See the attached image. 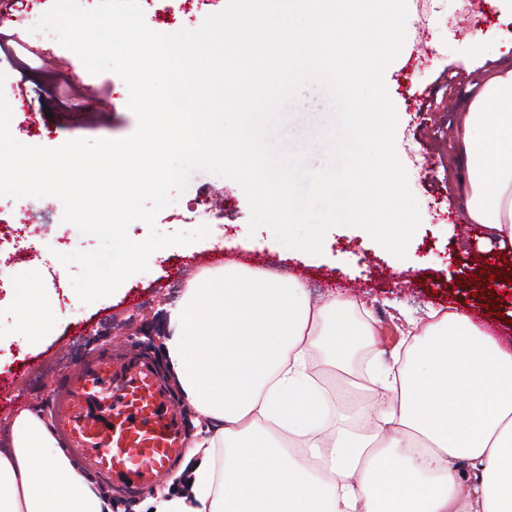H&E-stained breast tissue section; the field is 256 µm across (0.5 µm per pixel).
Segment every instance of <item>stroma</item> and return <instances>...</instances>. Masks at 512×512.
<instances>
[{
	"instance_id": "obj_1",
	"label": "stroma",
	"mask_w": 512,
	"mask_h": 512,
	"mask_svg": "<svg viewBox=\"0 0 512 512\" xmlns=\"http://www.w3.org/2000/svg\"><path fill=\"white\" fill-rule=\"evenodd\" d=\"M146 25L172 34L199 28L206 16L220 12L227 0H208L182 10L181 0H139ZM406 40L389 64L384 79L397 115L395 137L401 142L399 161L414 195L421 223L409 241L419 264L401 266L374 240L355 228L336 226L325 235L321 255L305 261L284 255L271 245L270 230L249 231L246 195L235 181L205 171L194 172L186 190L156 218L165 234H192L193 242L172 255L151 262L147 271L132 275L122 290L82 304L70 282V269L49 260L45 245L68 231L71 249L92 250L76 226L62 222L63 207L54 197L0 199V222L12 223L24 206H34L41 223V242L32 244L0 237V284L13 287L19 269L34 270L39 299L48 309L45 336L24 343L16 315H0V391L11 404L0 408V432L22 409H37L52 417L55 399L81 364L101 353L119 358H151L167 373L163 339L169 305L183 293L182 285L203 270L221 264H242L273 275L292 274L307 287L312 300L334 294L363 301L378 334L377 349L390 357L403 338L397 329L402 317L419 319L429 310L458 308L482 323H493L499 336L512 338V245L501 246L486 230L470 233L459 185L464 160L454 136L462 105L480 90L488 71L512 68V0H483L490 17L468 33H460L459 17L466 0H406ZM46 5L34 0H0V72L12 96L10 132L19 142L55 148L75 139H122L133 134L138 121L128 108V89L116 74H91L79 69L76 55L48 32L35 26ZM453 71L458 80L445 89L440 76ZM36 112L37 130L26 133L21 98ZM284 146L308 148V169H323L321 139L333 127L331 106L317 86L305 88L284 111ZM215 224L233 247L198 237L201 225ZM99 488L112 512H153L157 495H179L186 475L160 480L153 490L134 495L113 493L110 481Z\"/></svg>"
}]
</instances>
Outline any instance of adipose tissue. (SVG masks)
I'll return each instance as SVG.
<instances>
[{
  "label": "adipose tissue",
  "instance_id": "adipose-tissue-1",
  "mask_svg": "<svg viewBox=\"0 0 512 512\" xmlns=\"http://www.w3.org/2000/svg\"><path fill=\"white\" fill-rule=\"evenodd\" d=\"M460 125L468 219L512 243V70L491 71ZM362 302L316 303L296 277L227 265L191 282L164 354L203 417L185 494L158 512H512V344L462 310L409 321L396 366L367 367L363 422L321 420L313 358L353 372L377 332ZM302 445L292 455L289 443ZM0 512H112L52 423L19 411L0 448Z\"/></svg>",
  "mask_w": 512,
  "mask_h": 512
}]
</instances>
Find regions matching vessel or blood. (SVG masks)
Returning <instances> with one entry per match:
<instances>
[{"mask_svg": "<svg viewBox=\"0 0 512 512\" xmlns=\"http://www.w3.org/2000/svg\"><path fill=\"white\" fill-rule=\"evenodd\" d=\"M65 392L55 418L72 452L130 489L169 474L185 450L178 414L147 362H93Z\"/></svg>", "mask_w": 512, "mask_h": 512, "instance_id": "1", "label": "vessel or blood"}]
</instances>
